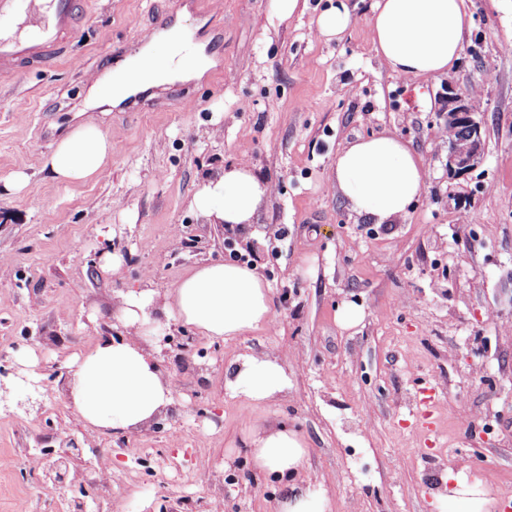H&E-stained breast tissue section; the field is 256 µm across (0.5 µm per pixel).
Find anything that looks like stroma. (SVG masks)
<instances>
[{
    "instance_id": "stroma-1",
    "label": "stroma",
    "mask_w": 512,
    "mask_h": 512,
    "mask_svg": "<svg viewBox=\"0 0 512 512\" xmlns=\"http://www.w3.org/2000/svg\"><path fill=\"white\" fill-rule=\"evenodd\" d=\"M374 2L349 0L357 20L329 40L316 20L331 0L289 17L271 0H222L213 15L187 0H89L70 46L82 67L0 75V364L36 372L43 401L0 408V512H74L83 485L100 512H160L203 491L224 512H277L281 480L255 477L242 443L249 419L304 435L306 472L334 512H439L462 458L493 497L512 498V0H466L459 66L412 79L369 41ZM169 20L211 58L203 78L162 85L156 112L92 97L89 74L137 56ZM447 82L483 90V161L459 180L445 167ZM85 121L111 138L112 158L84 183L60 182L44 161ZM384 130L411 142L430 177L407 216L373 227L337 190L333 164L345 142ZM241 160L271 186L241 234L273 288L270 323L220 344L193 338L186 359H166L176 392L161 430L93 434L67 406L68 361L111 334L122 293L228 259L223 228L190 201ZM20 170L29 189L6 192ZM107 249L124 259L118 273L100 267ZM345 304L363 313L351 328L337 317ZM266 352L284 355L291 387L254 409L224 378L240 355ZM422 380L439 398L430 435L408 404ZM48 446L80 449L77 482L49 484L30 465ZM101 455L114 467L106 483Z\"/></svg>"
}]
</instances>
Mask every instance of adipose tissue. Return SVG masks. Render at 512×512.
Instances as JSON below:
<instances>
[{
  "label": "adipose tissue",
  "instance_id": "obj_1",
  "mask_svg": "<svg viewBox=\"0 0 512 512\" xmlns=\"http://www.w3.org/2000/svg\"><path fill=\"white\" fill-rule=\"evenodd\" d=\"M468 25L465 0H378L369 32L374 50L390 71L409 79L451 71ZM142 53L154 62L150 70L134 63L119 67L95 79L92 91H105L118 103L143 86L200 75L207 68L201 47L184 41L176 27L153 35ZM111 153V139L96 123L87 122L57 141L45 166L60 181L82 183L106 165ZM334 176L351 210L374 224H390L407 215L428 186L420 158L389 131L347 142L336 154ZM269 193V184L240 161L203 179L191 206L208 223L242 229L252 224ZM271 294L256 266L228 262L203 263L162 294L150 288L129 290L112 314L124 337H100L71 360L68 408L101 434L132 433L158 421L174 401L172 384L159 365V350L150 341L162 321L191 328L212 342L235 339L268 323ZM236 363L224 389L253 407L265 406L290 386L281 355L245 354ZM243 443L256 472L285 478L278 512H333L323 485L304 474L308 446L297 430L284 423L253 421L245 428ZM468 471L464 464L452 474L445 512H490L489 488Z\"/></svg>",
  "mask_w": 512,
  "mask_h": 512
}]
</instances>
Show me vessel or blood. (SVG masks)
<instances>
[{"label": "vessel or blood", "instance_id": "1", "mask_svg": "<svg viewBox=\"0 0 512 512\" xmlns=\"http://www.w3.org/2000/svg\"><path fill=\"white\" fill-rule=\"evenodd\" d=\"M78 31L75 0H0V74L46 67L67 58ZM437 393L432 384L415 396L416 426L433 433Z\"/></svg>", "mask_w": 512, "mask_h": 512}]
</instances>
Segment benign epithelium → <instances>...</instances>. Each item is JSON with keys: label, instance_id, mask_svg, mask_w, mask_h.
I'll return each mask as SVG.
<instances>
[{"label": "benign epithelium", "instance_id": "benign-epithelium-1", "mask_svg": "<svg viewBox=\"0 0 512 512\" xmlns=\"http://www.w3.org/2000/svg\"><path fill=\"white\" fill-rule=\"evenodd\" d=\"M444 106L439 115L444 125L449 128H465L468 132L466 140L448 142V155L446 167L448 174L454 177H464L475 170L483 161V119L479 112L472 109L469 94L452 85L444 86ZM19 380L16 372L6 367H0V405H13L27 411L41 406L39 391L35 390L25 395L14 392L16 381ZM55 449L46 448L42 451L41 463L47 473H55L53 480L64 481L69 474V452L53 458Z\"/></svg>", "mask_w": 512, "mask_h": 512}]
</instances>
